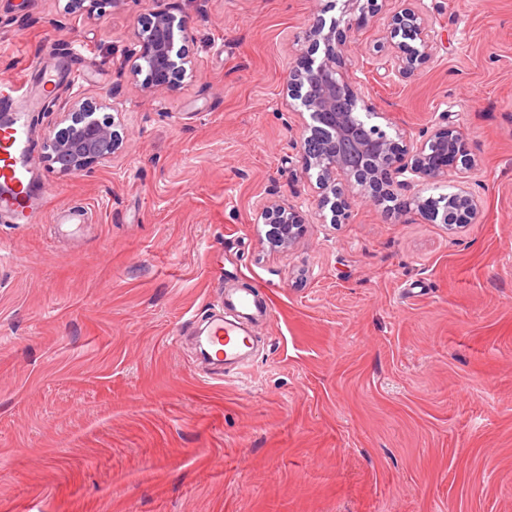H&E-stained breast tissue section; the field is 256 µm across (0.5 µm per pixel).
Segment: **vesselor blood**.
<instances>
[{
  "mask_svg": "<svg viewBox=\"0 0 512 512\" xmlns=\"http://www.w3.org/2000/svg\"><path fill=\"white\" fill-rule=\"evenodd\" d=\"M37 106V98L27 94L24 83L0 79V213L16 221L36 217L46 198L31 165L28 114ZM224 304L231 318H209L200 336L210 346L214 364L228 368L245 359L249 325L267 318L269 311L259 291L251 289L228 295Z\"/></svg>",
  "mask_w": 512,
  "mask_h": 512,
  "instance_id": "1",
  "label": "vessel or blood"
}]
</instances>
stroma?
<instances>
[{"instance_id":"obj_1","label":"stroma","mask_w":512,"mask_h":512,"mask_svg":"<svg viewBox=\"0 0 512 512\" xmlns=\"http://www.w3.org/2000/svg\"><path fill=\"white\" fill-rule=\"evenodd\" d=\"M424 4L437 48L409 78L378 74L400 0L366 8L349 54L391 135L446 110L465 132L481 213L453 231L417 207L450 177L392 216L315 214L285 81L342 0H0V78L80 54L31 116L43 217L0 220V512H512V0ZM162 11L191 64L157 91L131 50ZM74 96L119 148L64 175L43 141ZM270 202L307 220L289 251L256 220ZM228 288L272 318L221 376L177 337Z\"/></svg>"}]
</instances>
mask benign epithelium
Listing matches in <instances>:
<instances>
[{
    "instance_id": "obj_1",
    "label": "benign epithelium",
    "mask_w": 512,
    "mask_h": 512,
    "mask_svg": "<svg viewBox=\"0 0 512 512\" xmlns=\"http://www.w3.org/2000/svg\"><path fill=\"white\" fill-rule=\"evenodd\" d=\"M360 0H344L342 22L325 26L316 18L307 37L312 41L299 64L288 71V97L300 101L309 121L300 137L299 154L305 173L314 170L322 194L318 210L331 213L330 223L345 219L351 198L358 195L391 211L401 191L453 174L457 191L442 200H425L419 207L431 219L448 223V211L464 223L477 220L480 205L469 186L476 161L466 136L451 115L442 112L443 126L422 143L402 137L395 139L372 122L378 115L357 69L348 63L347 33L359 31L361 17L354 14ZM345 31L338 32L339 24ZM186 38L188 22L174 20L164 12L150 23L151 34L136 32L139 49L133 57L151 68V88L169 89L176 76L190 63L184 48H175L174 28ZM390 51L387 73L406 79L426 63L434 49L433 28L424 11L423 0H404L393 15L387 36ZM321 56H316L317 52ZM67 126L48 138L46 159L64 175L78 174L95 163L107 162L117 149L112 123L94 117L95 110L76 100L59 108ZM266 227L268 247L285 252L303 236L305 219L293 206L272 203L260 211Z\"/></svg>"
}]
</instances>
